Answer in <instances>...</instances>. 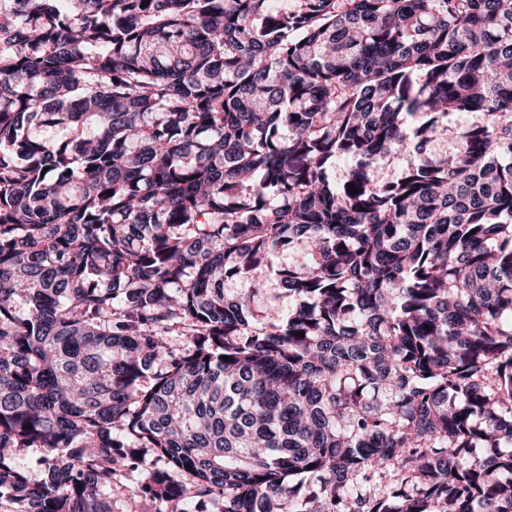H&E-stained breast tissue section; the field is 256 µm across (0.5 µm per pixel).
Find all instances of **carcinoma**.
Instances as JSON below:
<instances>
[{"mask_svg":"<svg viewBox=\"0 0 512 512\" xmlns=\"http://www.w3.org/2000/svg\"><path fill=\"white\" fill-rule=\"evenodd\" d=\"M134 473L139 512H512V0H0V512Z\"/></svg>","mask_w":512,"mask_h":512,"instance_id":"obj_1","label":"carcinoma"}]
</instances>
